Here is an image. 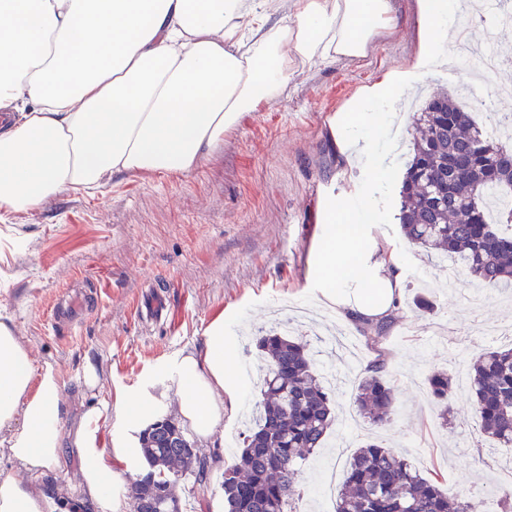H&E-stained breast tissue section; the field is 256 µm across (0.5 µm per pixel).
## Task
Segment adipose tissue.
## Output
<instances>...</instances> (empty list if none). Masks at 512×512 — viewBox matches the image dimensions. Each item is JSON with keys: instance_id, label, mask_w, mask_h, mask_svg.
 Returning <instances> with one entry per match:
<instances>
[{"instance_id": "obj_1", "label": "adipose tissue", "mask_w": 512, "mask_h": 512, "mask_svg": "<svg viewBox=\"0 0 512 512\" xmlns=\"http://www.w3.org/2000/svg\"><path fill=\"white\" fill-rule=\"evenodd\" d=\"M456 0H420L415 66L373 83L342 127L370 144L390 126L388 106L439 68ZM400 24L389 0H0V209L23 211L66 187L95 189L117 174L194 172L245 113L282 96L305 66L364 56L378 30ZM369 205H325L314 278L325 304L369 322L390 316L403 280L369 231ZM205 347L174 356L116 405L86 412L72 444L82 497L0 480V512H119L137 474L140 435L177 404L201 439L224 428L235 374L224 366V319ZM0 322V444L25 470L61 456V383Z\"/></svg>"}]
</instances>
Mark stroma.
<instances>
[{
	"mask_svg": "<svg viewBox=\"0 0 512 512\" xmlns=\"http://www.w3.org/2000/svg\"><path fill=\"white\" fill-rule=\"evenodd\" d=\"M401 25L381 30L365 57L346 58L296 73L286 94L245 114L213 155L189 175L169 172L115 175L99 191L67 188L25 211L0 210V320L11 322L35 374L52 369L62 384L61 433L118 389L136 390L184 350L204 346L216 318L234 345L224 354L237 373L239 398L224 408V430L196 442L205 455L236 459L227 436L243 435L261 400L262 361L256 336L276 320H290L307 340L321 376H334L329 393L337 413L355 412V385L365 364L389 361L396 412L382 429L360 421L356 430L334 424L343 452L319 449L303 467L299 512H334L323 493L343 483L350 456L370 436L401 451L451 495L480 500L489 486L512 477V448L496 447L477 429L468 361L490 348L512 347V291L481 288L458 270L447 289L445 258L407 242L400 233L401 178L410 158L413 114L409 99L395 102L401 136L386 133L367 154L347 157L332 119L358 90L383 74L407 69L420 48L417 0H391ZM512 82V65L493 76L450 61L426 72L424 96L469 83L482 92ZM386 172L371 184L368 169ZM370 197V233L399 261L405 287L377 347L367 345L350 315L318 310L311 273L322 232L324 204ZM161 290L160 320L140 318ZM87 297L74 326L51 325L65 302ZM431 300L433 310L418 308ZM100 382L84 383L87 368ZM436 370L453 377L448 416L427 393ZM224 473L210 470L203 492L177 485L183 512H214L224 497Z\"/></svg>",
	"mask_w": 512,
	"mask_h": 512,
	"instance_id": "stroma-1",
	"label": "stroma"
}]
</instances>
